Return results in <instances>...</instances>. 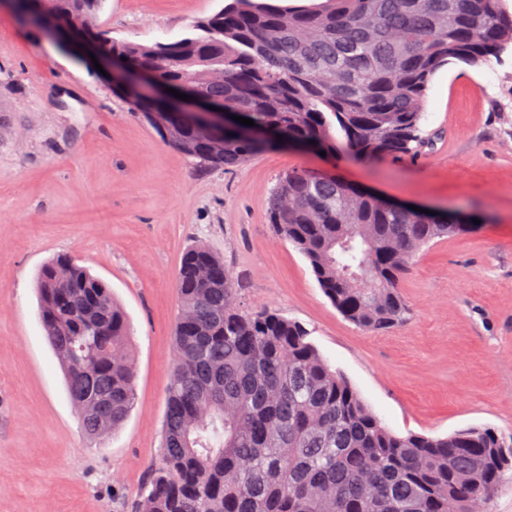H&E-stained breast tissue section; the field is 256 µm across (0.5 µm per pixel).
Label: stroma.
<instances>
[{
	"label": "stroma",
	"mask_w": 512,
	"mask_h": 512,
	"mask_svg": "<svg viewBox=\"0 0 512 512\" xmlns=\"http://www.w3.org/2000/svg\"><path fill=\"white\" fill-rule=\"evenodd\" d=\"M225 0H103L97 23L143 44L187 36ZM106 78L0 0V512H131L160 455L183 253L202 244L238 278L243 307L300 322L398 435L491 427L512 438V49L431 78L415 156L353 163L295 147L233 170L169 147ZM292 169L386 199L481 219L414 259L409 320L385 334L332 306L304 256L267 222ZM75 257L131 325L135 402L90 440L38 320L35 277Z\"/></svg>",
	"instance_id": "1"
}]
</instances>
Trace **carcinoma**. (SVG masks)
Returning a JSON list of instances; mask_svg holds the SVG:
<instances>
[{
    "label": "carcinoma",
    "instance_id": "obj_1",
    "mask_svg": "<svg viewBox=\"0 0 512 512\" xmlns=\"http://www.w3.org/2000/svg\"><path fill=\"white\" fill-rule=\"evenodd\" d=\"M67 42L102 0H10ZM504 0H323L280 7L230 0L192 33L153 45L94 26L98 57L224 109L215 140L181 107L121 93L154 112L165 143L202 167L233 169L285 143L362 162L416 154L428 83L453 61L476 65L512 46ZM266 130L247 139L232 116ZM283 139H278V136ZM273 232L293 244L336 310L372 333L404 324L401 288L417 252L473 223L370 196L334 174L286 173L269 199ZM40 321L85 433L103 438L135 399L130 336L112 289L69 256L37 276ZM176 356L161 455L134 512H475L512 479V445L493 429L398 436L332 369L300 323L243 309L239 283L204 245L176 276Z\"/></svg>",
    "mask_w": 512,
    "mask_h": 512
}]
</instances>
